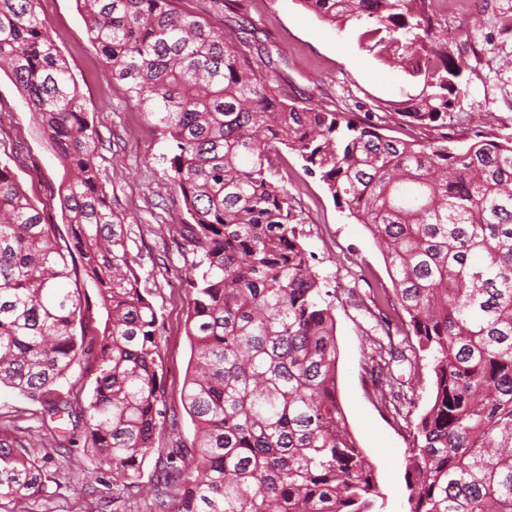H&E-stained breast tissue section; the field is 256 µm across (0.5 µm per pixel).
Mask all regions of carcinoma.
<instances>
[{"label": "carcinoma", "instance_id": "cac0c4a2", "mask_svg": "<svg viewBox=\"0 0 512 512\" xmlns=\"http://www.w3.org/2000/svg\"><path fill=\"white\" fill-rule=\"evenodd\" d=\"M40 0H0V71L20 89L69 179L59 193L62 246L0 163V384L49 420L83 425L84 448L129 487L167 421L159 315L140 288L124 218L100 176V143ZM106 76L154 117L169 143V187L187 214L175 228L202 253L188 274L191 378L181 401L190 448L155 463L150 512H377L370 459L336 394V322L301 242L275 163L295 151L334 203L371 233L406 316L403 341L375 343L377 401L406 395L391 363L432 360L427 407L408 422L409 512H512V134L448 145L464 51L439 40L429 0H300L344 29L363 19L365 48L419 94L395 107L432 141L383 133L385 118L301 105L279 92L224 32L172 0H77ZM240 0H212L242 43ZM93 281L104 330L77 332ZM94 385L64 386L81 358ZM43 468L0 441V499L43 492Z\"/></svg>", "mask_w": 512, "mask_h": 512}]
</instances>
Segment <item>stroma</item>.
Returning <instances> with one entry per match:
<instances>
[{
    "label": "stroma",
    "instance_id": "stroma-1",
    "mask_svg": "<svg viewBox=\"0 0 512 512\" xmlns=\"http://www.w3.org/2000/svg\"><path fill=\"white\" fill-rule=\"evenodd\" d=\"M241 3L259 46L275 63L276 86L290 98L331 111L386 112L388 135L436 138V130L419 129L409 118L390 114L393 102L417 95L420 88L403 71L362 49L358 27L338 29L306 11L300 0ZM39 15L54 32L103 144L101 174L113 209L125 218L129 249L140 263L141 285L150 291L160 315L169 420L157 434L155 448L190 445L194 425L180 393L191 367V342L185 332L187 276L200 254L171 230L185 215L168 187V144L143 108L121 86L105 79L102 57L87 35L78 0H41ZM436 20L439 34L452 35L467 58L448 119L453 146L463 147L475 130L512 133V0H493L492 9L482 14L471 0H457ZM0 160L7 162L36 207L60 232H67L58 200L63 169L21 93L2 73ZM279 168L303 219L302 242L324 280L336 318L338 399L349 429L375 466L384 495L380 512H407L406 423L377 402L366 372L373 340L382 334L371 314L372 300L393 290L383 255L367 228L334 204L294 152L283 151ZM395 373L414 413H421L432 394L430 360L396 366ZM0 438L30 449L48 476L42 493L19 508L1 500L0 512H147L154 458L145 460L134 487L116 492L111 472H96L82 443L59 453L61 433L43 416L41 405L3 385Z\"/></svg>",
    "mask_w": 512,
    "mask_h": 512
}]
</instances>
